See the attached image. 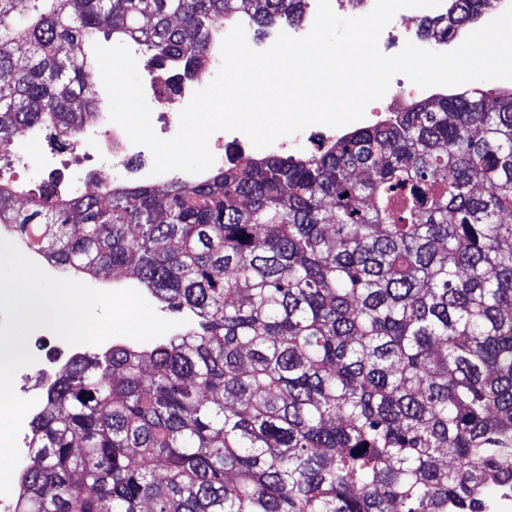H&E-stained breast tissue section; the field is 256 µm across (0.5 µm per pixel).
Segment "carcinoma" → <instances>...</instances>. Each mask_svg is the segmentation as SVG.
Masks as SVG:
<instances>
[{
  "label": "carcinoma",
  "instance_id": "obj_1",
  "mask_svg": "<svg viewBox=\"0 0 512 512\" xmlns=\"http://www.w3.org/2000/svg\"><path fill=\"white\" fill-rule=\"evenodd\" d=\"M0 0V148L94 117V44L194 78L216 29L305 0ZM494 0H448V43ZM0 221L54 262L127 272L193 315L74 361L33 424L15 512H491L512 492V92L473 89L314 153L59 196Z\"/></svg>",
  "mask_w": 512,
  "mask_h": 512
}]
</instances>
